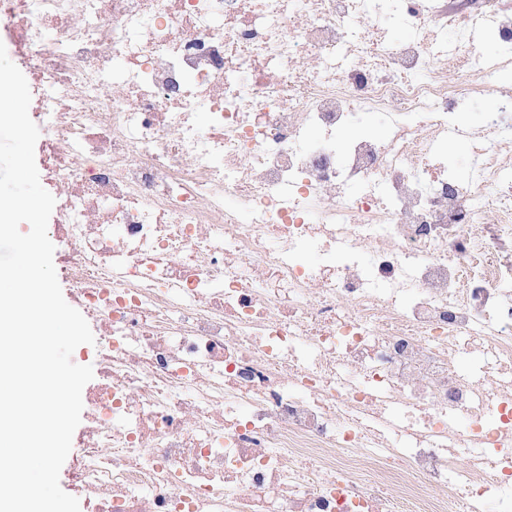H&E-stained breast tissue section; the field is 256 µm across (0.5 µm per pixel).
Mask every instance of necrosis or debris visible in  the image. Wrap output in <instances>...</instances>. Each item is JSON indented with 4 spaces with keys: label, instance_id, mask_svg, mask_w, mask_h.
Masks as SVG:
<instances>
[{
    "label": "necrosis or debris",
    "instance_id": "necrosis-or-debris-1",
    "mask_svg": "<svg viewBox=\"0 0 512 512\" xmlns=\"http://www.w3.org/2000/svg\"><path fill=\"white\" fill-rule=\"evenodd\" d=\"M0 20L99 332L72 471L93 512H512V96L479 137L454 115L512 72L511 5L0 0ZM358 112L384 133L351 134Z\"/></svg>",
    "mask_w": 512,
    "mask_h": 512
}]
</instances>
